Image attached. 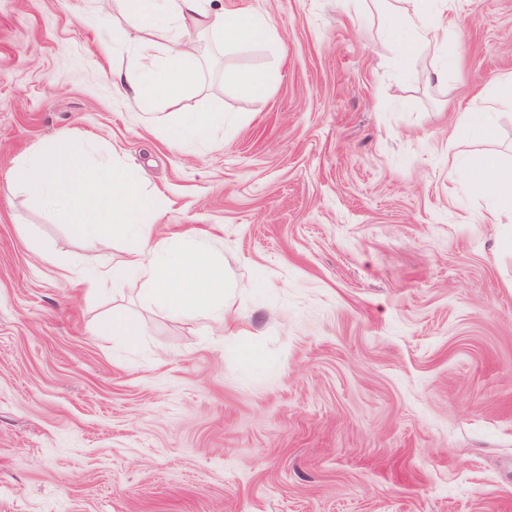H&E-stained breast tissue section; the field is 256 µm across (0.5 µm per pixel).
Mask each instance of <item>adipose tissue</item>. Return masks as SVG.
I'll use <instances>...</instances> for the list:
<instances>
[{
  "label": "adipose tissue",
  "instance_id": "ef3b65f1",
  "mask_svg": "<svg viewBox=\"0 0 512 512\" xmlns=\"http://www.w3.org/2000/svg\"><path fill=\"white\" fill-rule=\"evenodd\" d=\"M120 9L135 23V34L125 37L132 59L126 71L112 74L114 90L136 108L146 109L167 97L180 95L199 77L191 53L199 36L208 35L228 45L269 43L275 40L272 26L263 17L252 14L226 15L211 0H119ZM409 29L399 42L402 59L414 57L428 47L454 23L444 10L425 15H401ZM165 46L166 65L156 63L157 46Z\"/></svg>",
  "mask_w": 512,
  "mask_h": 512
}]
</instances>
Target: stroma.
<instances>
[{"label": "stroma", "instance_id": "1", "mask_svg": "<svg viewBox=\"0 0 512 512\" xmlns=\"http://www.w3.org/2000/svg\"><path fill=\"white\" fill-rule=\"evenodd\" d=\"M221 3L278 40L202 41L201 82L156 112L223 113L187 145L112 89L116 0H0V512H512V209L481 223L494 197L448 164L512 169V0H448L408 68L377 0ZM487 105L491 141L457 121ZM68 134L161 194L156 239L223 258V322L132 276L73 285L124 242L6 188ZM236 83L246 94L261 95L264 94L269 85L265 74L255 71H240L236 75ZM104 327L112 332L113 336H118L129 343L136 342L143 335V328L134 320L121 315H112V318L106 319Z\"/></svg>", "mask_w": 512, "mask_h": 512}]
</instances>
